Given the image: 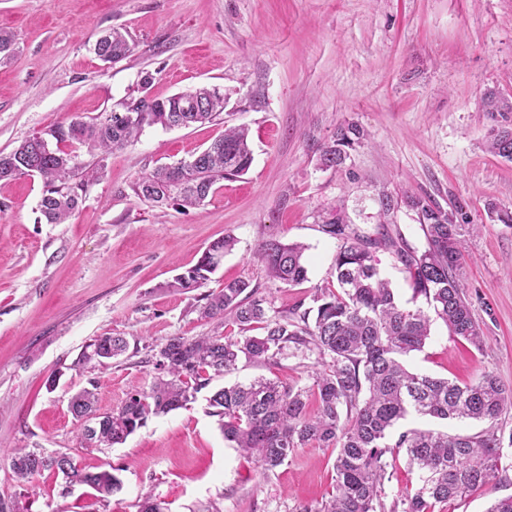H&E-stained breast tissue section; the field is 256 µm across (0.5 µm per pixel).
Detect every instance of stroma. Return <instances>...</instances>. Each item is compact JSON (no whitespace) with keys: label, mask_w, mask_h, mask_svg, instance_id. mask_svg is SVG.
I'll use <instances>...</instances> for the list:
<instances>
[{"label":"stroma","mask_w":512,"mask_h":512,"mask_svg":"<svg viewBox=\"0 0 512 512\" xmlns=\"http://www.w3.org/2000/svg\"><path fill=\"white\" fill-rule=\"evenodd\" d=\"M1 28L14 33L15 50L0 58V152L110 111L148 73L152 97L207 85L226 104L212 123L148 127L105 157L79 148L78 165L102 172L65 223L42 217L39 178L0 185V497L24 512H139L146 499L163 512L320 507L335 484L332 451L311 445L263 471L225 441L206 393L109 448L82 440L68 401L88 388L104 413L149 388L152 351L172 336L212 333L198 307L226 281L248 280L280 310L312 308L316 289L336 285L339 242L321 221L334 211L360 234L381 226L417 250L427 243L407 197L473 225L459 284L482 346L437 319L425 347L404 362L461 385L485 372L512 385V224L499 219L512 212V162L485 148L512 113L481 103L490 90L512 94V0H0ZM112 28L135 48L106 64L93 45ZM351 123L363 129L362 144L341 167H322L321 146ZM228 126L247 128L252 165L221 182L205 206L158 207L134 195L143 173L191 160ZM385 195L399 201L387 213ZM227 235L236 245L209 281L170 289ZM270 238L305 245L306 282L269 280L256 251ZM373 255L400 304L425 307L394 251ZM99 336L124 337L126 353L104 367L79 365ZM313 369L310 358L244 363L214 384L265 377L306 385ZM15 448L70 453L89 471H113L121 488L101 500L86 485L65 488L51 471L20 485L7 458ZM502 463L505 483L449 501L445 512H486L512 495V459Z\"/></svg>","instance_id":"1"}]
</instances>
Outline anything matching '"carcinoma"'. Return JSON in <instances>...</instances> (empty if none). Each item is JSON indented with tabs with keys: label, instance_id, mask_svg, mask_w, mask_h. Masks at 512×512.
<instances>
[{
	"label": "carcinoma",
	"instance_id": "1",
	"mask_svg": "<svg viewBox=\"0 0 512 512\" xmlns=\"http://www.w3.org/2000/svg\"><path fill=\"white\" fill-rule=\"evenodd\" d=\"M133 50L134 44L117 29L104 32L93 48L103 62L119 61ZM153 80L152 74H146L140 95L91 121L57 123L11 152L1 153L0 182L30 173L38 176L43 185L41 215L50 224H62L78 207L85 181L94 174L79 170L69 146L77 143L90 152L109 153L133 144L147 126L189 127L210 122L224 111V94L214 87L200 86L157 99L148 93ZM482 105L486 112H512V97L490 90ZM356 138H361L359 128L352 125L340 130L321 148L322 166L343 164L345 148ZM486 149L512 161V125L492 130ZM252 160L246 130L227 127L193 160L159 165L144 173L133 192L160 206L173 201L185 209L197 208L214 193L219 181L245 174ZM407 206L419 216L427 241L421 252L397 245L384 232L360 235L340 215L324 221V232L340 241L335 267L338 288L334 292L321 289L314 295L313 315L272 309L267 298L245 280L226 282L221 291L206 295L201 317L223 328L231 324L237 333L170 337L156 353L158 373L150 388L131 391L118 409L103 416H97L92 390L72 395V416L97 417L92 427H82L84 440L108 447L121 444L149 417L186 406L214 378L236 371L243 361L275 366L287 354L311 355L316 368L309 385H286L260 377L220 387L207 398L224 439L265 471L284 465L310 444L333 449L334 492L321 507L303 506L297 512H435L437 506L477 486L505 481L500 464L504 448H512V432L506 436L494 426L481 434L452 435L412 428L391 438L392 429L411 414L493 424L512 405V386L491 373L459 385L414 373L401 361L424 348L433 314L453 335L474 347L483 342L471 303L458 283L468 227L423 198L412 197ZM234 245L229 236L212 241L197 263L177 275L169 287H199ZM379 246L394 249L414 293L425 297L429 310L400 305L375 265L373 249ZM304 251L301 244L271 238L259 246L257 255L272 279L296 285L307 280ZM254 330L260 334H252ZM88 348L103 366L106 360L125 353L128 342L122 336H99ZM92 357L84 352L80 362L87 364ZM401 454L418 474V484L388 506L384 503L387 458ZM10 467L26 484L53 471L66 484L88 485L103 498L120 488L112 472L88 471L64 452L16 448L10 453Z\"/></svg>",
	"mask_w": 512,
	"mask_h": 512
}]
</instances>
